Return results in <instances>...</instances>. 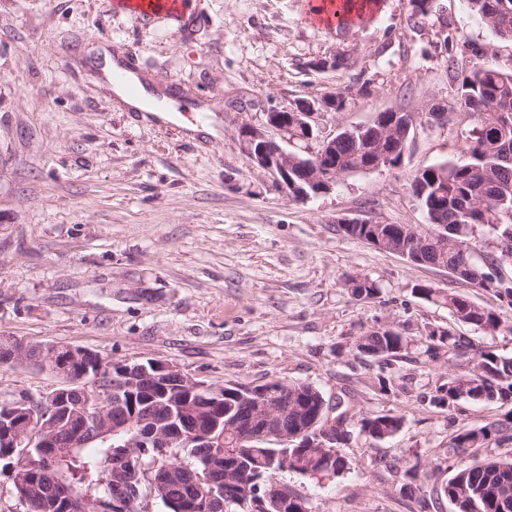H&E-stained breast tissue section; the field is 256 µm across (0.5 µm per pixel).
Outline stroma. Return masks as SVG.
Segmentation results:
<instances>
[{
    "label": "stroma",
    "instance_id": "35a3bbf8",
    "mask_svg": "<svg viewBox=\"0 0 512 512\" xmlns=\"http://www.w3.org/2000/svg\"><path fill=\"white\" fill-rule=\"evenodd\" d=\"M320 0H186V22H142L112 0H0V336L52 341L113 362L147 358L197 379L257 385L301 381L356 412L404 417L394 439L354 435L342 476L282 475L311 512H455L436 490L451 474L449 415L478 428L512 422V403L434 405L456 368L423 361L436 326L454 325L481 347L512 355V306L447 271L417 267L343 233L338 218L423 225L411 184L421 169L464 160L470 113L438 124L426 105L452 102L439 30L512 70V40L497 36L467 0H433L412 18L410 0H377L345 29L322 22ZM97 32L91 40L89 32ZM133 51L141 74L176 86L182 100L215 103L216 135L159 125L124 111L100 81L104 53ZM343 54L338 70H317ZM340 112L326 135L371 123L388 109L417 113L402 164L344 178L330 194L296 202L275 190L241 150L237 127L261 123L262 105L332 90ZM374 280L359 300L348 277ZM453 288L492 307L505 328L490 335L452 324L415 286ZM380 322L399 324L410 359L387 372L355 349ZM55 375L0 367V403L39 397ZM420 466L421 496L399 492Z\"/></svg>",
    "mask_w": 512,
    "mask_h": 512
}]
</instances>
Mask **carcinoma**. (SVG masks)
<instances>
[{
	"label": "carcinoma",
	"instance_id": "1",
	"mask_svg": "<svg viewBox=\"0 0 512 512\" xmlns=\"http://www.w3.org/2000/svg\"><path fill=\"white\" fill-rule=\"evenodd\" d=\"M472 9L498 36L512 39V0H469ZM442 63L448 78L457 82V109L476 117L465 148L467 158L460 163L429 166L419 172L412 189L427 216L426 227L411 224H342V231L383 251L397 254L415 266L445 269L472 288L493 293L512 306V262H501L503 251L480 253L474 230L486 227L496 242L512 232V71L504 72L482 60L478 51L467 58L466 50L447 34L441 44ZM416 113L380 112L372 124L336 134L321 164L336 167V182L362 172L381 155L399 158L402 144L410 143ZM347 291L359 300L374 299L380 292L375 281L353 277L345 282ZM420 298L448 308L455 320L483 331H500L502 319L491 307L477 305L466 296L447 288L420 285L414 289ZM425 350L436 360L448 347L462 359L464 370L448 374L431 402L454 408L461 402H512V355L487 347H476L451 330L435 327L428 332ZM412 339L394 324L383 323L358 337L355 349L371 361L390 365L408 357ZM46 343L30 345L25 356L12 357L0 348V366L26 365L54 373L53 357L45 352ZM78 366L89 368L95 388L110 390L112 412L108 439L87 427L75 436L82 421L83 408L51 412L44 419L53 448L11 449L0 442V469L9 472L18 499L28 512H65L60 490H77L80 512H104L109 498L103 481L112 477V494L124 496L133 473L141 479L138 491L159 499L168 512H249L256 493L264 492L272 478L283 468L306 477L337 476L347 469L345 456L326 457L309 447L310 439L321 431L328 413L346 414L341 399L331 402L316 387L298 381L272 379L265 389L288 390V402L276 418L277 432L290 437L285 441L262 431L264 420L252 423V437L239 438V421L245 411L247 393L241 386L224 383L221 396L187 391L154 396L150 387L132 401L128 390L114 384L119 367L110 361L98 365L89 360ZM174 417L173 425L184 432L207 428L212 432L213 448H204L188 438H178L170 456L162 458L148 443L127 458L128 448H114L112 441L128 440L154 423ZM404 425V417L387 411L360 415L353 426L336 429L338 448L348 445L353 433L373 441L394 438ZM512 442V423H490L479 428L461 426L450 438L455 456L454 472L439 489V495L456 507V512H512L501 505L512 504V454L487 458L480 462L467 459L469 449ZM234 467L231 496L224 497L198 476L210 472L225 479V467ZM420 463L403 473L400 491L412 498L421 490L417 484ZM266 512H306L310 503L301 495L288 494V510L281 509L278 495L265 500Z\"/></svg>",
	"mask_w": 512,
	"mask_h": 512
}]
</instances>
